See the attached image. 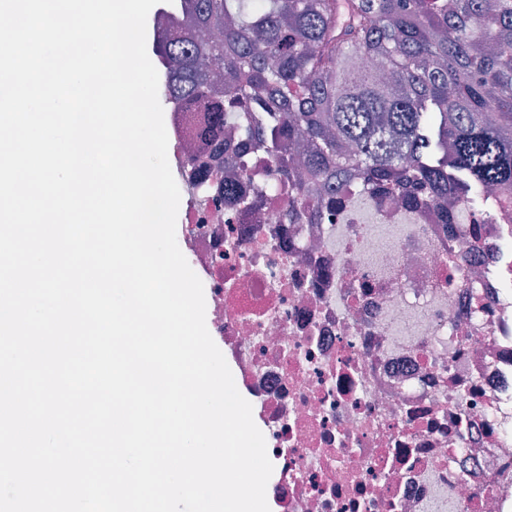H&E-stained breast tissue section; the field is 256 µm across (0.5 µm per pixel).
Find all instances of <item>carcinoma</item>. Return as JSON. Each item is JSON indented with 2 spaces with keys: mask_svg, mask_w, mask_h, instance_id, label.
I'll return each mask as SVG.
<instances>
[{
  "mask_svg": "<svg viewBox=\"0 0 512 512\" xmlns=\"http://www.w3.org/2000/svg\"><path fill=\"white\" fill-rule=\"evenodd\" d=\"M162 41L164 93L195 107L212 158L224 141L275 159L258 196L291 183L290 224L336 193L468 196L492 219L512 193V0H179Z\"/></svg>",
  "mask_w": 512,
  "mask_h": 512,
  "instance_id": "1",
  "label": "carcinoma"
}]
</instances>
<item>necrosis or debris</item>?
Segmentation results:
<instances>
[{
	"label": "necrosis or debris",
	"mask_w": 512,
	"mask_h": 512,
	"mask_svg": "<svg viewBox=\"0 0 512 512\" xmlns=\"http://www.w3.org/2000/svg\"><path fill=\"white\" fill-rule=\"evenodd\" d=\"M182 252L275 467V512H512V202L449 224L384 196L286 220L209 191L173 132Z\"/></svg>",
	"instance_id": "obj_1"
}]
</instances>
